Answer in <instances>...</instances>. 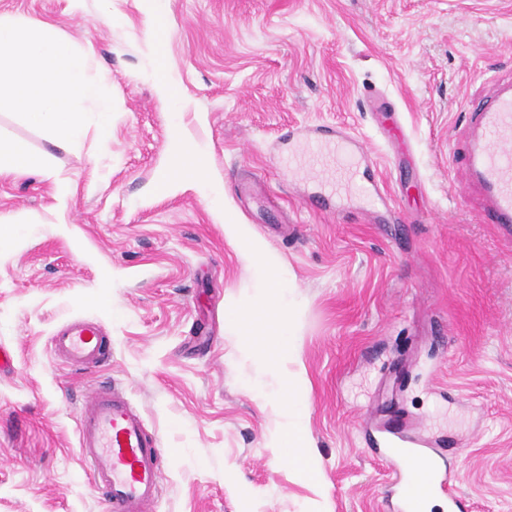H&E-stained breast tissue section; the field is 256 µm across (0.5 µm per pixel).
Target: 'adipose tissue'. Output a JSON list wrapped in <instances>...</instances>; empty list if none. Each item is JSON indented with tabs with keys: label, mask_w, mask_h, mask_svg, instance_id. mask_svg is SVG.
Masks as SVG:
<instances>
[{
	"label": "adipose tissue",
	"mask_w": 512,
	"mask_h": 512,
	"mask_svg": "<svg viewBox=\"0 0 512 512\" xmlns=\"http://www.w3.org/2000/svg\"><path fill=\"white\" fill-rule=\"evenodd\" d=\"M7 104L47 130L56 145L67 146L84 135L87 115H94L100 131L110 125L112 106L101 100L98 84L90 74L87 53L56 35L52 26L39 21L0 18V105ZM203 147L195 140L175 135L170 150L168 175L179 181L203 182ZM288 391L278 408L286 422L277 435L296 453L290 466L309 473L305 454L306 391L300 377L287 374Z\"/></svg>",
	"instance_id": "adipose-tissue-1"
}]
</instances>
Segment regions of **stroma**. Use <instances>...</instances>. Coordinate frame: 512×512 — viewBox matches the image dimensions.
I'll use <instances>...</instances> for the list:
<instances>
[{
    "label": "stroma",
    "mask_w": 512,
    "mask_h": 512,
    "mask_svg": "<svg viewBox=\"0 0 512 512\" xmlns=\"http://www.w3.org/2000/svg\"><path fill=\"white\" fill-rule=\"evenodd\" d=\"M0 0V17L42 20L90 55L111 127L56 146L13 109L0 137L51 177L0 175V512H108L77 441L87 392L114 386L163 450L154 512H385L368 449L389 421L446 434L465 512H512V231L481 221L462 185L474 110L512 84V0ZM173 77L174 101L158 81ZM399 110L391 148L369 94ZM328 123L364 142L389 194L312 208L280 162L288 133ZM205 148L224 189L159 188L174 130ZM70 205L56 208L59 186ZM239 224L244 237L228 234ZM288 287L260 300L251 240ZM295 310L288 367L309 387L315 477L276 444L277 335L245 322ZM99 322L103 367L71 371L49 338Z\"/></svg>",
    "instance_id": "1"
}]
</instances>
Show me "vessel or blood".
<instances>
[{
	"label": "vessel or blood",
	"mask_w": 512,
	"mask_h": 512,
	"mask_svg": "<svg viewBox=\"0 0 512 512\" xmlns=\"http://www.w3.org/2000/svg\"><path fill=\"white\" fill-rule=\"evenodd\" d=\"M474 139L462 167L480 184L488 200L486 214L493 224H512V88L500 90L495 99L475 113ZM302 152L290 156L315 186L310 200L329 206L360 195L369 206L386 203L383 186L367 175L368 152L344 131L335 137L309 134ZM51 349L69 367L84 370L106 362L103 332L89 320H75L54 333ZM78 441L82 458L95 485L106 494L110 512H150L161 492L162 450L140 411L124 396L93 391L80 408ZM392 449L381 450L388 463L386 493H397L401 512L414 507L421 487L429 491L452 486L455 477L442 467V448L415 441L402 461L392 462ZM431 463L429 477H422L421 463Z\"/></svg>",
	"instance_id": "b4317fda"
}]
</instances>
